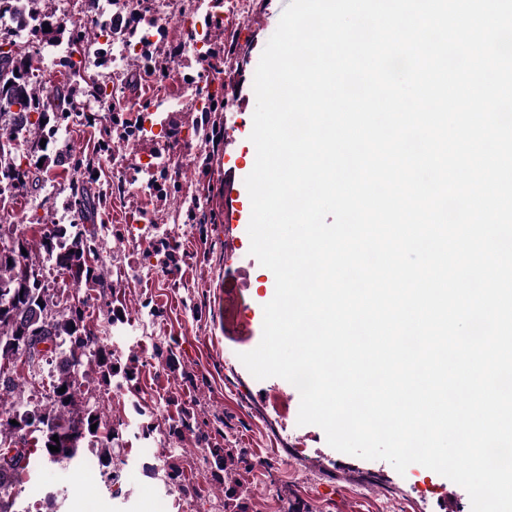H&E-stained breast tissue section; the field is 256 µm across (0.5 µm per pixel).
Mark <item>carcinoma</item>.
Returning <instances> with one entry per match:
<instances>
[{
    "label": "carcinoma",
    "instance_id": "obj_1",
    "mask_svg": "<svg viewBox=\"0 0 512 512\" xmlns=\"http://www.w3.org/2000/svg\"><path fill=\"white\" fill-rule=\"evenodd\" d=\"M38 3L39 0H0V17L10 15L32 44L45 46L65 36L72 46L86 50L94 46L96 54L108 56L116 29L91 20L89 31L81 30L80 23L77 29L68 31L53 24L51 14L39 11ZM48 26L51 31H44ZM222 26L223 20L207 15L193 39L195 44L203 41L197 54L218 74L224 72V51L216 47L214 32ZM169 55L165 34H160L155 42H145V69L139 78L164 77ZM40 60L39 53L22 55L16 51V42L0 37V142H14L22 130L29 135V151L23 158L13 155L7 159L0 153V187L7 183L14 188L12 200L29 195L38 186L42 166L49 163V157L38 155L42 151L40 141L55 138L69 115L79 111V98L86 85L82 72L85 59L76 61L69 55L58 62L66 80L52 88L35 75ZM143 133V126L126 119L125 109L113 103L109 122L100 130L102 147L107 149L115 142L136 143ZM66 159L78 181L71 186V197L67 200L73 222L45 224L43 219L35 218L33 223L45 224L38 241L20 238L14 251L0 252V370L13 374L8 380H0V451L13 447L18 454L15 466L0 465V512H20L16 507V488L24 484L37 461L75 462L83 455V449L91 447L105 481L111 484L117 480L116 469L122 462L119 427L104 405L86 397L82 387L85 381L93 382L100 393L107 394L114 383H130L138 374L136 360H122L107 339L96 335L87 323L86 301H64V293L51 287L41 270L43 262H51L68 277L74 290H82L86 295L104 288L102 264L98 262L102 241L85 226L95 224L105 192L93 188V182L84 178L86 167L82 158L69 153ZM152 187L155 197L160 199L176 198L181 192L180 180L170 178L164 169ZM31 340L48 342L50 346L33 355L24 350ZM54 361L70 364L77 375L61 369L53 374L52 390L46 400L19 403L17 396L24 376L34 380ZM62 387L63 393L59 392ZM13 420L17 424H11ZM197 425L194 413L182 408L169 424L167 436L183 443L195 433ZM55 435L59 437L57 442L52 440ZM51 445L59 447V451H50ZM201 458L224 495L222 512H254L246 483L241 480V475L251 469L245 454L215 445L201 449ZM146 470L167 486L181 487L186 480L184 467L170 453H160Z\"/></svg>",
    "mask_w": 512,
    "mask_h": 512
}]
</instances>
